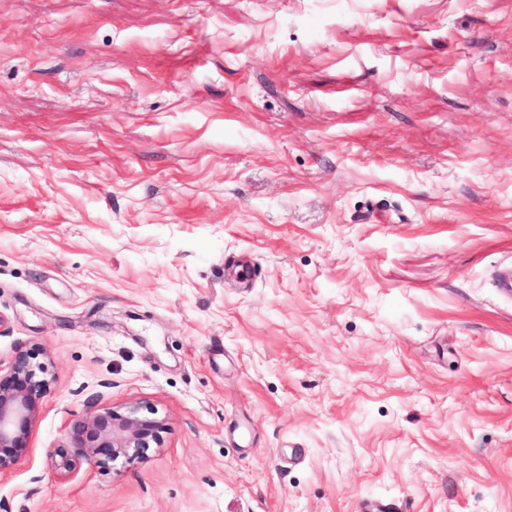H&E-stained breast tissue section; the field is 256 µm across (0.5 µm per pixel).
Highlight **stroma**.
<instances>
[{"label": "stroma", "mask_w": 512, "mask_h": 512, "mask_svg": "<svg viewBox=\"0 0 512 512\" xmlns=\"http://www.w3.org/2000/svg\"><path fill=\"white\" fill-rule=\"evenodd\" d=\"M503 261L512 0H0V512H512ZM37 347L21 348L9 366L0 365V478L27 457L33 427L42 407L46 382L39 377ZM164 426L165 418L148 404L99 407L67 423L64 440L48 455L59 474L67 477L84 464L102 466L161 447Z\"/></svg>", "instance_id": "35a3bbf8"}]
</instances>
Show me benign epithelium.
Instances as JSON below:
<instances>
[{
	"label": "benign epithelium",
	"mask_w": 512,
	"mask_h": 512,
	"mask_svg": "<svg viewBox=\"0 0 512 512\" xmlns=\"http://www.w3.org/2000/svg\"><path fill=\"white\" fill-rule=\"evenodd\" d=\"M40 349L21 348L6 370H0V477L27 457L33 427L42 407L46 382L39 377ZM165 418L148 404L99 407L67 423L65 438L49 450L63 477L86 464L102 466L120 457H139L162 445Z\"/></svg>",
	"instance_id": "benign-epithelium-1"
}]
</instances>
